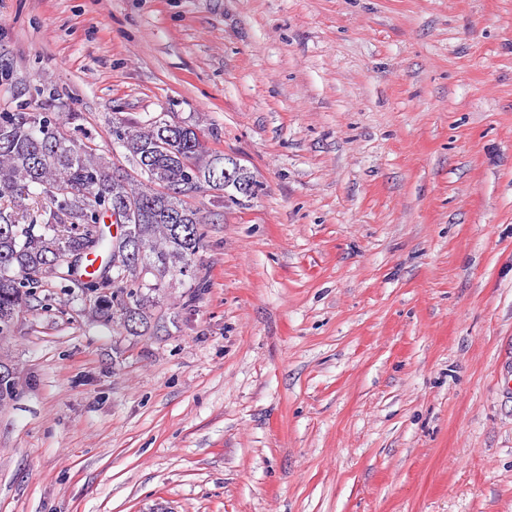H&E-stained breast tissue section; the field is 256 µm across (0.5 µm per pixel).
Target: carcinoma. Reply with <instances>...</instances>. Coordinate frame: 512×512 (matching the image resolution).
Instances as JSON below:
<instances>
[{"label":"carcinoma","mask_w":512,"mask_h":512,"mask_svg":"<svg viewBox=\"0 0 512 512\" xmlns=\"http://www.w3.org/2000/svg\"><path fill=\"white\" fill-rule=\"evenodd\" d=\"M112 137L137 176L65 137L59 114L46 107L0 112V346L54 279L81 288L100 321L132 335L148 329L167 290L182 277L198 278L207 217L192 199L215 190L246 206L260 191L245 167L236 178L248 192L224 186V154L195 125L165 112L137 125L115 119ZM118 203L127 210L126 229L114 234ZM129 242L138 258L116 264L115 253ZM91 255L102 265L82 279ZM15 397L14 377L1 376L0 407Z\"/></svg>","instance_id":"cac0c4a2"}]
</instances>
